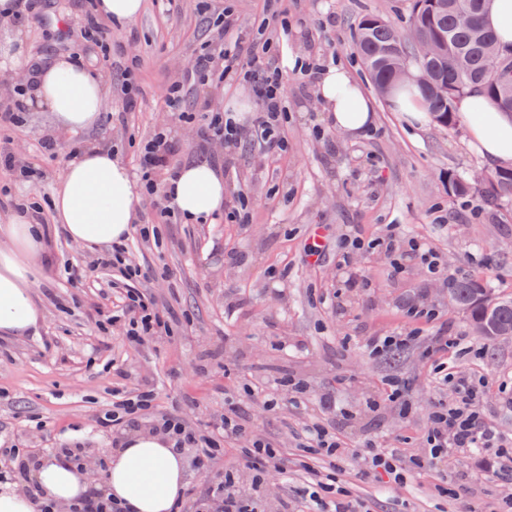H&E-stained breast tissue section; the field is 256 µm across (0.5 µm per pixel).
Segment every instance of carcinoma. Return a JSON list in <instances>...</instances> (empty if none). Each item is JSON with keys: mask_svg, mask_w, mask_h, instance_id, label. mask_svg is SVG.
I'll return each mask as SVG.
<instances>
[{"mask_svg": "<svg viewBox=\"0 0 512 512\" xmlns=\"http://www.w3.org/2000/svg\"><path fill=\"white\" fill-rule=\"evenodd\" d=\"M491 0H412L407 30L384 17L365 13L354 32L356 49L377 90L386 95L399 84L395 73L410 61L426 67L431 84L418 89L434 122L442 128L456 123L454 101L475 88L512 112V51L499 48L494 32L484 23ZM470 24L457 25L458 14ZM445 191L450 197L478 192L487 204L512 195V168L488 173L477 190L470 181L448 175ZM448 303L462 310L470 331L486 340L512 329V296L495 291L479 280L454 279L448 283Z\"/></svg>", "mask_w": 512, "mask_h": 512, "instance_id": "cac0c4a2", "label": "carcinoma"}]
</instances>
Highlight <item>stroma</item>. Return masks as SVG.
I'll list each match as a JSON object with an SVG mask.
<instances>
[{
	"label": "stroma",
	"mask_w": 512,
	"mask_h": 512,
	"mask_svg": "<svg viewBox=\"0 0 512 512\" xmlns=\"http://www.w3.org/2000/svg\"><path fill=\"white\" fill-rule=\"evenodd\" d=\"M84 2L34 0L28 20L0 27V70L23 80L20 57L67 54L93 65L106 91L100 120L89 131L59 132L51 113L33 107L22 124L0 129V154L37 171L25 181L0 169V220L18 204L40 205L48 253L33 283L43 310L37 333L0 335V448H35L45 460L76 446L91 461L106 460L113 443L99 417L148 382L158 397L139 422L143 430L172 412L188 428L202 430L223 418L225 402L239 398L247 424L290 458L323 471L328 459L304 450L315 425L341 429L351 447L374 438L403 459L422 455L429 407L438 398L452 400V392L435 387L422 341L384 358L370 356L364 342L416 328L466 336V316L449 306L445 282L433 280L411 252L399 251L394 267L381 251L348 254L343 244L353 237L376 239L386 225L396 224L405 239L434 251L449 277L512 292V196L481 205L475 215L464 199L449 197L443 186L448 174L468 177L488 169L462 125L411 126L371 84L355 50L353 27L360 15L374 13L406 28L409 0H188L175 13L157 0H144L136 19L106 22L99 48L63 36L79 22ZM268 7L291 24L289 54L334 60L350 70L372 102L375 126L356 138L329 126L315 88L283 68L287 153L270 156L256 143L209 147L215 166L228 168L223 214L206 224H163L158 238L144 239L140 227L152 207L141 200L126 238L129 259L142 268L138 286L154 297L173 334L130 345L126 323L99 322L111 314L126 282L118 272L98 268L100 250L57 229L52 201L58 182L73 154L91 145L112 148L133 166L140 141L165 126L182 147L177 164L197 161L196 129L168 112V89L205 47L218 12L231 10L249 28ZM103 55L136 67L135 111H124L112 70L97 66ZM47 139L53 150L44 149ZM240 185L250 195L244 225L225 218L237 204ZM316 240L323 249L317 265L306 259ZM72 269L81 274L80 283L69 281ZM412 305L436 310L437 319L410 317ZM454 366L484 380L479 410L512 439V337L484 344L480 356L455 360ZM391 377L407 386L414 408L409 417L380 400ZM292 380L308 388L297 406L285 401ZM248 385L256 388L255 396H244ZM268 398L281 400L278 412L267 411ZM372 399L379 400L378 410L369 408ZM342 409L352 412L351 420H341ZM498 462L493 448L448 457L451 480L471 488L476 512H503L512 497V474H500ZM365 465L351 451L337 472L365 512L457 508L436 491L430 474L402 485L366 482L358 477ZM227 472L247 497L261 500L265 512H302L304 472L284 487L271 470L262 487H253V472L232 444L212 464L186 466L187 480L202 490Z\"/></svg>",
	"instance_id": "1"
}]
</instances>
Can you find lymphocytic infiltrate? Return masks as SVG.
Segmentation results:
<instances>
[{
  "label": "lymphocytic infiltrate",
  "mask_w": 512,
  "mask_h": 512,
  "mask_svg": "<svg viewBox=\"0 0 512 512\" xmlns=\"http://www.w3.org/2000/svg\"><path fill=\"white\" fill-rule=\"evenodd\" d=\"M224 33L233 35L232 43L212 42L206 53L196 57L189 73L193 83L207 86L252 80L256 87L257 110L250 125L233 123L226 113L205 112L195 114L184 111L181 106L182 84L170 89L166 105L177 115L180 122L196 124L202 142H231L234 144L250 139L272 152H284L288 141L283 126L288 121V108L281 88L280 70L274 66L269 52L272 39L257 40L242 30L237 17L224 11L219 21ZM178 145L168 129H161L142 142L137 153L136 170L139 174L140 191L156 209L159 223H176L177 217L168 203L166 181L174 177L173 160ZM126 246L113 247L100 261L102 267L118 270L131 287L117 304L113 315L128 321L126 339L139 345L144 341L169 335V326L160 315L154 299L147 293L133 288L134 280L141 278L142 269L132 264L126 256ZM456 347L467 354H474L473 343L467 337L447 338L437 333L426 340L425 354L433 358L432 380L436 385L452 387L455 399L452 403L437 402L428 414L426 442L428 452L409 461L388 451L374 440L360 444V453L367 462L365 476H386L390 483L400 484L409 470L435 473L437 489L441 494H452L458 500L457 512H470L462 492H450L448 488V453L465 448H500L504 440L497 429L488 424L474 405L479 402L485 383L483 380L451 370L448 364V349ZM155 401L153 389L142 388L131 398L113 404L104 413L99 425L109 431L113 438H122L128 428L138 424ZM236 402H229L224 419L219 426L205 431L187 429L180 415L163 416L156 424L157 430L165 434L173 448L179 451L193 450L196 465L202 466L220 457L224 443L229 439L243 438L248 442L243 456L248 459L253 471L254 484H261L268 470L287 476L293 463L284 457L278 448L256 431L246 430L237 419ZM0 460L5 461L0 471V485L24 483L35 512H55L52 502L45 499L39 489L34 473L38 468L35 452L29 448H0ZM309 478L303 491L308 512H359V504L351 499L348 491L339 486L335 472L324 473L309 469Z\"/></svg>",
  "instance_id": "obj_1"
}]
</instances>
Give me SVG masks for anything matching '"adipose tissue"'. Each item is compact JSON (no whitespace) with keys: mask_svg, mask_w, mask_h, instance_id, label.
I'll return each mask as SVG.
<instances>
[{"mask_svg":"<svg viewBox=\"0 0 512 512\" xmlns=\"http://www.w3.org/2000/svg\"><path fill=\"white\" fill-rule=\"evenodd\" d=\"M318 97L330 125L351 134L374 124V108L361 86L342 65L326 68L317 83ZM104 89L96 76L70 57L58 56L35 67L27 99L52 114L60 131L77 134L100 117ZM459 118L471 144L495 168L512 165V114L470 93L457 101ZM175 210L186 220L211 219L224 207V177L213 165H183L168 185ZM137 196L131 173L111 150L85 148L70 161L53 198L56 220L71 240L92 247L117 242L130 232ZM0 335L16 336L35 329L42 310L32 293L41 263L43 230L27 212L0 224ZM46 498L67 507L81 498L86 478L65 461H45L35 473ZM104 490L129 512H172L184 482L180 455L163 435L146 430L127 436L110 455L102 473Z\"/></svg>","mask_w":512,"mask_h":512,"instance_id":"adipose-tissue-1","label":"adipose tissue"}]
</instances>
